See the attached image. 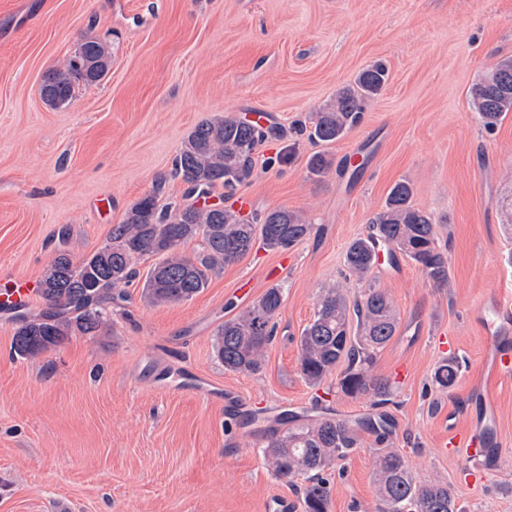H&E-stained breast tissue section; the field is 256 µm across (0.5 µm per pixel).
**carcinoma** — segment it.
Instances as JSON below:
<instances>
[{
  "instance_id": "obj_1",
  "label": "carcinoma",
  "mask_w": 512,
  "mask_h": 512,
  "mask_svg": "<svg viewBox=\"0 0 512 512\" xmlns=\"http://www.w3.org/2000/svg\"><path fill=\"white\" fill-rule=\"evenodd\" d=\"M111 61L104 42L81 40L62 66L44 74L43 99L53 107L69 106L75 88L101 80ZM388 79L384 62L368 65L353 83L340 88L329 103L311 114L309 137L330 143L345 136L360 123L367 103L383 91ZM470 97L482 126L494 130L512 112V58L497 62L472 86ZM276 135L272 126L264 128L233 115L196 125L173 159L170 175L158 177L152 189L129 207L106 243L77 259L67 250L57 254L51 266L58 274L48 269L39 281L42 308L35 315L16 317L14 353L36 356L60 345L67 336L96 335L110 320L112 306L121 309L129 301L126 287L138 276L137 261L145 257L156 258V263L146 274L143 299L152 305H171L202 292L224 265L241 259L257 243L266 250H281L303 241L313 225L302 213L287 208L245 217L219 202L159 204L170 177L184 184L190 198L197 189L207 195L218 186L234 190L249 182L254 175L253 156ZM332 165L325 153H316L307 161L309 174L318 179ZM412 197L413 187L407 180L390 188L384 205L370 219L371 233L347 246L345 266L350 275L365 280L376 266L377 251L384 248L391 261L403 255L434 284H448V258L435 246V219L416 208ZM196 238L201 239L199 249L185 254L182 247ZM283 300L284 287L273 286L218 328L215 349L224 369L261 370ZM398 324L390 296L372 286L352 301L336 284L326 287L319 297L313 319L299 337L302 378L316 386L341 365L337 390L369 401L379 413L354 421L322 416L266 441L262 457L276 476L291 483L308 475L302 489L304 512H329L331 487L324 474L359 447V431H374L381 442L389 441L390 422L380 409L391 402L394 382L375 374L373 366ZM459 372L457 358L442 359L435 367L433 386L447 392ZM376 468L381 512H463L448 485L416 480L400 450L382 449Z\"/></svg>"
}]
</instances>
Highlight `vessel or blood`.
<instances>
[{"mask_svg":"<svg viewBox=\"0 0 512 512\" xmlns=\"http://www.w3.org/2000/svg\"><path fill=\"white\" fill-rule=\"evenodd\" d=\"M38 284L29 277H0V310L9 312L26 308L37 294ZM485 340L484 365L491 378L512 377V302L493 295L481 302L472 314ZM479 414L470 418L467 431H452L450 444L464 448L476 466H486L498 459L502 447L492 434L498 421V409L489 401L483 388H476Z\"/></svg>","mask_w":512,"mask_h":512,"instance_id":"vessel-or-blood-1","label":"vessel or blood"}]
</instances>
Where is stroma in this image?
<instances>
[{"mask_svg": "<svg viewBox=\"0 0 512 512\" xmlns=\"http://www.w3.org/2000/svg\"><path fill=\"white\" fill-rule=\"evenodd\" d=\"M109 47L101 81L76 87L69 108L40 97L44 72L84 36ZM512 56V0H0V276L42 278L60 247L96 250L157 176L169 173L190 129L217 116L261 115L279 135L261 148L249 183L251 212L288 208L316 227L285 251L253 249L203 292L153 306L142 283L95 336L76 335L35 358L12 356L15 317L0 312V512H268L288 496L301 508L304 478L286 483L263 463L266 437L288 416L331 411L358 418L369 404L299 372L298 339L332 283L390 295L399 328L375 371L399 378L389 412L398 448L422 480L448 484L467 512H512V381L496 389L504 446L494 474L469 480L462 449L442 451L449 413L458 430L486 376L484 340L469 312L490 293L512 296V112L486 131L469 91ZM389 81L359 126L331 143L300 126L375 60ZM334 160L314 179L311 154ZM359 154L360 170L344 166ZM405 179L431 213L448 255L437 288L401 259L397 274L344 279L347 245L366 236L392 185ZM69 227L70 238L57 234ZM284 283L277 335L255 374L225 370L213 341L224 320ZM456 339L459 379L433 389L440 339ZM200 375L231 401L165 391L155 373ZM375 434L328 478L329 512H377Z\"/></svg>", "mask_w": 512, "mask_h": 512, "instance_id": "stroma-1", "label": "stroma"}]
</instances>
